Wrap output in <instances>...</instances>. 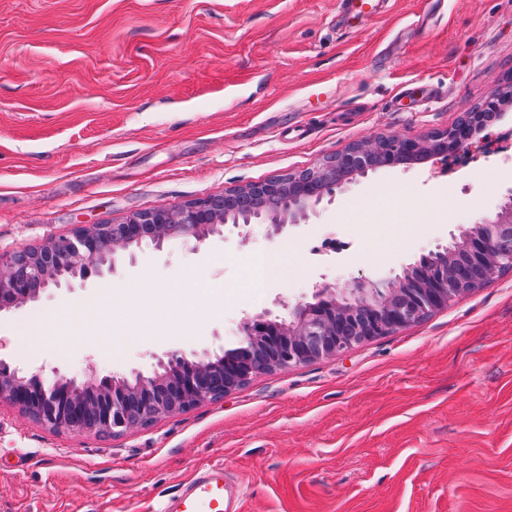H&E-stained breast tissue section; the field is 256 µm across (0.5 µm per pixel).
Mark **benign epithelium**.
Instances as JSON below:
<instances>
[{"mask_svg":"<svg viewBox=\"0 0 512 512\" xmlns=\"http://www.w3.org/2000/svg\"><path fill=\"white\" fill-rule=\"evenodd\" d=\"M477 117L475 112H465L446 130L420 139L392 136L388 141L405 150L428 151L432 158L447 156L449 148L457 154L471 143V138L460 135V130L476 124ZM380 143L377 138L352 144L333 158L291 177L293 187L276 181L263 183L266 192L280 196L277 207L263 210L253 207L250 198H240L239 203L249 215L244 226H250V220L255 219L267 225L269 237L283 234L288 226L307 218L308 211L324 197L333 195L336 186L348 177L370 170L369 161ZM224 224L226 221L210 201L199 199L136 213L123 224L80 225L69 236L52 237L39 247L0 256V313L34 301L44 290L77 276L85 281L115 270L116 255L129 252L134 243L149 240L160 249L176 234L200 242L215 233L223 234ZM428 257L436 259V264L410 282L399 277L389 281L359 279L347 288L326 284L320 293L328 299V305L320 310L300 301L287 321L267 313L247 320L242 326L240 357L226 364L224 370L225 376L232 379L230 384L210 376L209 354L195 357L191 361L193 368L184 372L180 366L188 358L179 352H168L158 359V370L153 375L135 373L134 386L125 377L98 382L91 376L79 385L73 379L58 376L51 386L40 387L35 396L29 394L27 383L40 380L39 375L11 370L0 362V397L53 431L115 436L140 425L128 407L134 393L145 397L154 409L170 414L232 394L238 384L251 379L257 358L265 352L269 353L266 361L273 371L340 357L360 344L424 321L457 300L465 289L491 279L503 267V260L512 264V189L493 216L474 222L454 247H443ZM462 257L469 258L473 266L467 282L460 281L453 271L455 262ZM339 306L349 307L354 314L366 313L352 337L336 335ZM95 384L103 389L98 403L99 423L88 429L76 417L79 393Z\"/></svg>","mask_w":512,"mask_h":512,"instance_id":"1","label":"benign epithelium"}]
</instances>
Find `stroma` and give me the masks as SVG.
I'll return each instance as SVG.
<instances>
[{
  "label": "stroma",
  "mask_w": 512,
  "mask_h": 512,
  "mask_svg": "<svg viewBox=\"0 0 512 512\" xmlns=\"http://www.w3.org/2000/svg\"><path fill=\"white\" fill-rule=\"evenodd\" d=\"M512 84V0H0V255L285 177L373 137L448 129ZM382 167L276 238L262 224L0 314V360L45 381L149 372L169 351L238 348L242 321L288 317L321 286L389 280L512 186V147ZM292 251L264 287L253 256ZM147 280L156 298L126 302ZM115 304L91 345L61 310ZM201 326L168 324L171 305ZM223 463L243 512H512V270L424 322L337 357L262 373L116 437L56 433L0 400V512H154Z\"/></svg>",
  "instance_id": "obj_1"
}]
</instances>
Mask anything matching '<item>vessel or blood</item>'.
Here are the masks:
<instances>
[{
	"instance_id": "vessel-or-blood-1",
	"label": "vessel or blood",
	"mask_w": 512,
	"mask_h": 512,
	"mask_svg": "<svg viewBox=\"0 0 512 512\" xmlns=\"http://www.w3.org/2000/svg\"><path fill=\"white\" fill-rule=\"evenodd\" d=\"M242 501L221 464L197 468L192 477L170 497L159 512H241Z\"/></svg>"
}]
</instances>
